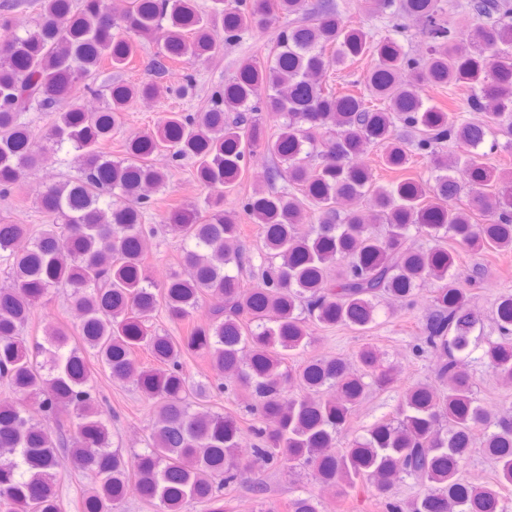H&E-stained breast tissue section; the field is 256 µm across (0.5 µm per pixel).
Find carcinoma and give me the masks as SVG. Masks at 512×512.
I'll return each mask as SVG.
<instances>
[{
    "instance_id": "carcinoma-1",
    "label": "carcinoma",
    "mask_w": 512,
    "mask_h": 512,
    "mask_svg": "<svg viewBox=\"0 0 512 512\" xmlns=\"http://www.w3.org/2000/svg\"><path fill=\"white\" fill-rule=\"evenodd\" d=\"M15 6L0 9V195L65 146L75 151L77 175L46 186L38 233L0 224V379L11 389L0 399V512H60L63 450L88 479L82 512H117L131 484L156 512H183L188 503L224 512L222 490L244 478L249 456L304 468L341 496L366 486L386 512H508L512 417L493 418L461 366L478 337L456 267L459 248L474 256L512 251V172L486 162L498 138L512 149V0H364L369 16L422 22L431 43L421 58L347 20L328 0L315 7L212 0L206 10L198 0H129L119 16L109 0H40V19L22 33ZM272 25L280 30L269 56L241 59L206 111L168 112L128 138L122 156L104 151L131 102L192 94L191 73L177 87L158 82L169 65H204L243 34ZM147 43L157 47L156 79H122ZM365 56L375 64L364 90L327 87L331 72ZM106 70L112 75L99 81ZM445 85L466 89L469 111L482 118L428 96ZM83 92L103 97L104 106L82 107ZM34 104L50 113L38 138L22 121ZM447 144L455 152L445 156ZM369 148L396 172L426 160L432 180L378 183L353 163ZM256 151L275 166L272 186L244 205L261 229L263 264L261 281L246 287L250 259L225 204ZM159 155L191 161L205 190L202 203L174 205L162 216L185 244L182 267L162 282L146 264L145 224L152 196L172 179ZM309 210L317 223L306 225ZM475 212L484 221H473ZM412 230L432 245L416 244ZM427 282L436 284L434 309L421 335L424 348L442 357L434 380L405 388L394 417L339 447L370 389L391 386L394 371L372 345L352 359L309 353L314 330L365 333L382 299L409 306ZM57 288L79 314L77 337L48 322L42 338L28 341L31 316ZM212 295L224 297V307L186 335L154 326L160 309L174 324L191 322ZM495 320L499 336L484 340L479 361L512 383V294L498 299ZM141 351L152 366L139 362ZM294 354L303 360L290 367L285 356ZM89 356L112 382L136 381L151 404L141 452L113 446ZM189 356L208 361L259 415L254 442L245 444L238 422L212 409L211 378L189 380ZM293 381L299 396L286 392ZM29 403L42 417L29 413ZM479 435L494 477L472 486L460 471ZM403 476L421 487L409 500L393 492ZM288 512H320V503L301 495Z\"/></svg>"
}]
</instances>
